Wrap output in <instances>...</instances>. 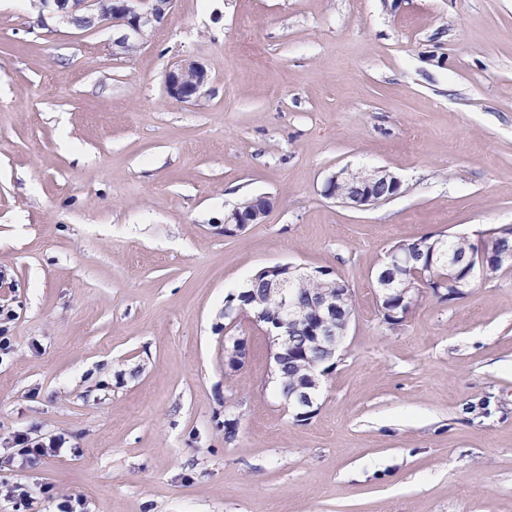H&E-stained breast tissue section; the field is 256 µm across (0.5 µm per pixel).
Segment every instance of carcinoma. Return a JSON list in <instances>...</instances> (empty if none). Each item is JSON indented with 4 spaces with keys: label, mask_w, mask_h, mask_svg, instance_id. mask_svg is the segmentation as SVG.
<instances>
[{
    "label": "carcinoma",
    "mask_w": 512,
    "mask_h": 512,
    "mask_svg": "<svg viewBox=\"0 0 512 512\" xmlns=\"http://www.w3.org/2000/svg\"><path fill=\"white\" fill-rule=\"evenodd\" d=\"M371 176L370 170H348L344 178L336 184V198L341 201L351 200L358 188ZM391 250L405 254L409 257V262L402 268L385 262L375 275L377 287H383L384 283L392 279L396 287L407 288L416 284L421 275L432 274L440 279V288L443 289L450 276L461 282L468 278L469 262L476 251V245L464 236L451 239L423 236L399 241ZM487 251L490 255L487 277L492 278L500 271L512 268V228H502L495 232L487 243ZM270 279L271 276L267 273L257 271L248 281L245 291L230 296V300L226 301L228 316L231 317L238 309L246 307L269 316L279 314L282 310V298L270 290ZM335 280L337 277L333 271L322 269L313 276L297 279L293 288L302 298L308 299L322 293ZM399 302L400 296L396 293L379 300L381 315L389 325L394 324L392 314L402 312ZM308 340L309 336L304 329L294 332L288 355L277 373L276 385L279 394H291L308 382L311 356Z\"/></svg>",
    "instance_id": "cac0c4a2"
}]
</instances>
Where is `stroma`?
Here are the masks:
<instances>
[{
  "label": "stroma",
  "mask_w": 512,
  "mask_h": 512,
  "mask_svg": "<svg viewBox=\"0 0 512 512\" xmlns=\"http://www.w3.org/2000/svg\"><path fill=\"white\" fill-rule=\"evenodd\" d=\"M34 18L0 7V512H49L16 483L82 512H512V270L394 330L375 283L398 241L512 226V0H175L130 55ZM182 58L208 71L194 105L165 91ZM345 168L401 189L343 207ZM285 262L356 300L304 422L269 337L224 318ZM19 430L70 446L27 466ZM344 172L345 169H342L327 180L323 190L325 196L349 201L357 193L358 188L370 180L369 178L373 175L370 170L350 169L345 173L344 178L336 184ZM271 207V201L266 196L256 197L248 208L242 209L239 204L224 214V224H241L247 228L249 224L261 223Z\"/></svg>",
  "instance_id": "35a3bbf8"
}]
</instances>
